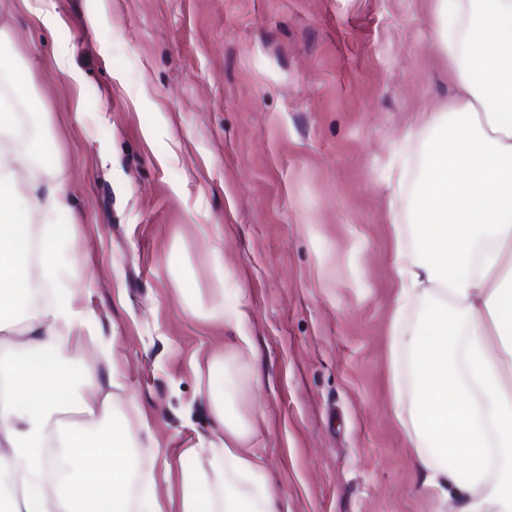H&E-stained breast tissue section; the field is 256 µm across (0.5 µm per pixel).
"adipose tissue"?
Masks as SVG:
<instances>
[{
	"label": "adipose tissue",
	"instance_id": "1",
	"mask_svg": "<svg viewBox=\"0 0 512 512\" xmlns=\"http://www.w3.org/2000/svg\"><path fill=\"white\" fill-rule=\"evenodd\" d=\"M437 47L455 95L415 128L422 174L407 229H396L390 320L393 414L421 487L456 512H512V0H434ZM0 512H164L147 478L138 497V436L114 417L124 389L111 340L71 281L82 265L61 233L72 212L49 143L21 138L13 103L28 100L24 63L0 55ZM419 314L407 326L411 308ZM224 353L193 372L217 426L209 469L181 474L180 512H288L269 484L253 422L229 415L242 392L230 364L253 354L240 303L223 305ZM90 343L107 369L73 371ZM60 449L55 462L49 449Z\"/></svg>",
	"mask_w": 512,
	"mask_h": 512
}]
</instances>
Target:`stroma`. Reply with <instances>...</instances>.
<instances>
[{"label":"stroma","mask_w":512,"mask_h":512,"mask_svg":"<svg viewBox=\"0 0 512 512\" xmlns=\"http://www.w3.org/2000/svg\"><path fill=\"white\" fill-rule=\"evenodd\" d=\"M32 136L67 181L89 307L125 375L114 410L162 449L179 512L215 420L191 361L242 300L256 419L291 512H436L392 412L394 218L448 103L430 0H0ZM66 53L67 67L56 59ZM223 251L217 281L212 245Z\"/></svg>","instance_id":"1"}]
</instances>
